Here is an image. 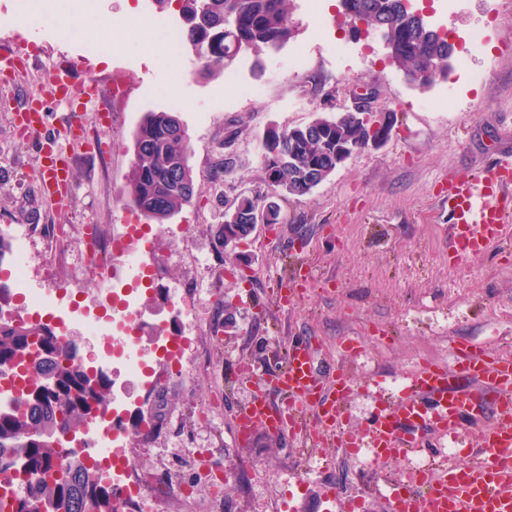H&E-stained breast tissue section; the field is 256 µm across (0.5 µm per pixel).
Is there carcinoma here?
Instances as JSON below:
<instances>
[{
  "instance_id": "1",
  "label": "carcinoma",
  "mask_w": 512,
  "mask_h": 512,
  "mask_svg": "<svg viewBox=\"0 0 512 512\" xmlns=\"http://www.w3.org/2000/svg\"><path fill=\"white\" fill-rule=\"evenodd\" d=\"M160 9L176 4L183 20L182 37L197 56L202 78L230 67L244 50L260 55L293 38V0H157ZM408 0H339L372 26L388 25L393 64L409 73H425L426 85L448 77V42L407 6ZM370 122L349 111L317 116L287 132L271 129L266 150L268 181L281 188L282 199L305 196L332 175L351 150L369 142ZM134 161L128 198L138 211L158 224L189 204L196 185L188 162L189 135L173 124L169 111L148 112L134 134ZM270 212L281 221V205L262 195H243L224 211L219 238L224 247L252 235L256 213ZM79 345L45 324L0 322V365L30 363L32 387L43 380L49 388L27 390L26 406L0 412V469L22 465V492L0 499V512H119L112 489L98 485L95 464L76 453L53 465L62 451L61 436L89 423L109 405L110 382L78 360Z\"/></svg>"
}]
</instances>
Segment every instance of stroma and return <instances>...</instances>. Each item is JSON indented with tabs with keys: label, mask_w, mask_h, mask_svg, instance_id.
<instances>
[{
	"label": "stroma",
	"mask_w": 512,
	"mask_h": 512,
	"mask_svg": "<svg viewBox=\"0 0 512 512\" xmlns=\"http://www.w3.org/2000/svg\"><path fill=\"white\" fill-rule=\"evenodd\" d=\"M336 2L323 0L315 15L305 0H294L297 32L287 44L258 59L241 52L228 76L203 79L189 47L180 48L172 67L162 55L149 60L158 37L129 19L134 13L176 22L174 8L158 10L153 0H72L69 16L113 25L112 47L101 57L88 52L91 36L66 33L52 19L31 22L19 34L11 22L29 19V0H0V50L31 55L26 70L0 76V234L26 253L31 293L84 264L83 225H94L104 242L119 227L129 207L133 132L143 115L175 110L188 131L195 197L167 223L139 219L153 236L150 260L160 279L149 294L128 277L121 285L134 289L147 335L190 337L185 355L196 366L184 383L156 395L152 436H145L134 408L142 386L130 389L133 408L124 426L132 463L147 486L174 489L192 481L200 464L196 448L204 462L231 470L223 512H273L282 499L288 512H340V503L353 497L361 498L362 512H391L384 487L406 470L408 458L370 467L335 447L326 468L287 433L273 439L260 430L249 441L235 439L237 414L269 360L293 341H312L321 377L341 367L358 381L381 378L379 387L345 398L343 425L350 430L397 396L402 376L420 362L455 364L453 347L466 344L512 350V227L484 251L449 266L448 208L436 194L439 182L483 169L498 151L512 150V0H457L451 9L432 0V26L462 36L481 29L486 42L477 50L462 46L447 79L425 89L388 61L380 34L340 35L347 45L341 67L319 52L321 27L332 24ZM296 50L309 55L302 76L286 68ZM61 59L80 80L103 86L115 71H125L134 90L103 98L84 114L87 130L111 142L104 154L66 137L67 111L58 110L50 136L73 159L77 190L48 201L34 192L40 159L31 143L39 135L19 136L14 113L19 95L39 94ZM469 71L482 73L483 82H469ZM239 83L263 92L239 95ZM366 90L392 119L389 138L354 152L311 193L282 201L281 223L259 225L235 250L225 249L218 237L225 208L242 194L280 193L266 179L267 129L289 130L315 113L335 114ZM173 98L178 108L170 107ZM199 256L214 269L204 294L190 270ZM298 271L306 286L280 308L277 294ZM177 303L193 308L200 324L178 316ZM351 340L364 349L354 361L341 351ZM243 359L253 372L240 380ZM329 491L338 507L328 508Z\"/></svg>",
	"instance_id": "35a3bbf8"
}]
</instances>
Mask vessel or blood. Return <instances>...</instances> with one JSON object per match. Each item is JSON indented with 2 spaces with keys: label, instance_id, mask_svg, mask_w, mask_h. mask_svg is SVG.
Returning a JSON list of instances; mask_svg holds the SVG:
<instances>
[{
  "label": "vessel or blood",
  "instance_id": "obj_1",
  "mask_svg": "<svg viewBox=\"0 0 512 512\" xmlns=\"http://www.w3.org/2000/svg\"><path fill=\"white\" fill-rule=\"evenodd\" d=\"M96 85L78 81L74 70L50 69L41 96L23 98L16 115L26 132L45 127L55 105L68 108L65 133L78 140L84 128L83 107L97 102ZM42 174L35 186L38 196L54 198L72 192L73 166L55 141L38 149ZM446 201L451 216L452 251L449 266L497 240L512 223V154L472 176L450 180ZM309 340L289 345L286 362L276 365L240 411L235 430L249 438L262 429L277 435L290 431L310 448L328 440L347 452L373 449L378 460L422 453L427 435L452 443L460 440V423L478 420L491 412L490 424L481 427V446L465 464L439 465L437 474L408 471L391 485L389 497L397 512H512V353L475 348L459 369L426 362L402 379L396 399L384 402L365 430H348L341 399L356 384L344 369L332 375L333 396H326L314 367ZM285 392L286 400L272 405L270 391ZM309 409L312 420L300 409Z\"/></svg>",
  "mask_w": 512,
  "mask_h": 512
}]
</instances>
